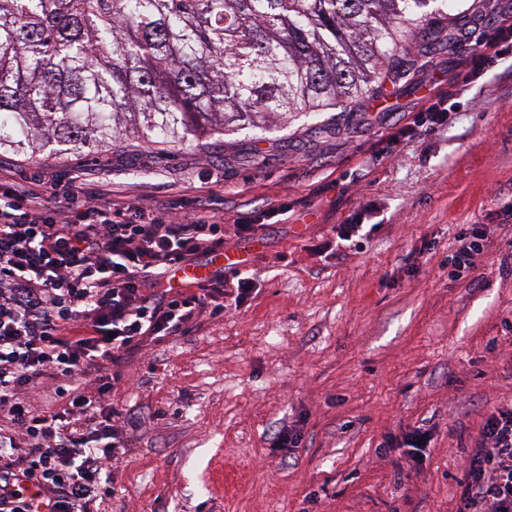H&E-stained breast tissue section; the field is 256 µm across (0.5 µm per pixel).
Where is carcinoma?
Returning <instances> with one entry per match:
<instances>
[{"instance_id": "carcinoma-1", "label": "carcinoma", "mask_w": 512, "mask_h": 512, "mask_svg": "<svg viewBox=\"0 0 512 512\" xmlns=\"http://www.w3.org/2000/svg\"><path fill=\"white\" fill-rule=\"evenodd\" d=\"M445 0H0V151L172 147L351 112Z\"/></svg>"}]
</instances>
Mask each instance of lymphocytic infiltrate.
Wrapping results in <instances>:
<instances>
[{
  "label": "lymphocytic infiltrate",
  "mask_w": 512,
  "mask_h": 512,
  "mask_svg": "<svg viewBox=\"0 0 512 512\" xmlns=\"http://www.w3.org/2000/svg\"><path fill=\"white\" fill-rule=\"evenodd\" d=\"M509 53L511 14L476 40L458 90ZM223 249V225L203 211L166 221L114 207L108 192H68L51 208L41 192L0 180V512H95L111 496L130 446L109 401L122 367L147 342L247 297L249 277L219 271L172 287L176 266ZM460 500L459 512H512V404L487 416Z\"/></svg>",
  "instance_id": "f902f5d3"
}]
</instances>
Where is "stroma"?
Here are the masks:
<instances>
[{
	"label": "stroma",
	"instance_id": "obj_1",
	"mask_svg": "<svg viewBox=\"0 0 512 512\" xmlns=\"http://www.w3.org/2000/svg\"><path fill=\"white\" fill-rule=\"evenodd\" d=\"M464 6L467 24L436 20L409 77L350 114L174 149L129 137L103 157L0 153V178L48 206L108 189L166 220L203 210L225 251L253 256L243 304L150 344L112 393L133 446L99 512H458L485 417L512 402V67L490 64L446 124L394 135L512 0H448ZM360 211L336 249L334 226ZM473 226L485 254L451 278ZM418 427L431 442L414 462L399 444ZM288 429L298 447L276 448Z\"/></svg>",
	"mask_w": 512,
	"mask_h": 512
}]
</instances>
